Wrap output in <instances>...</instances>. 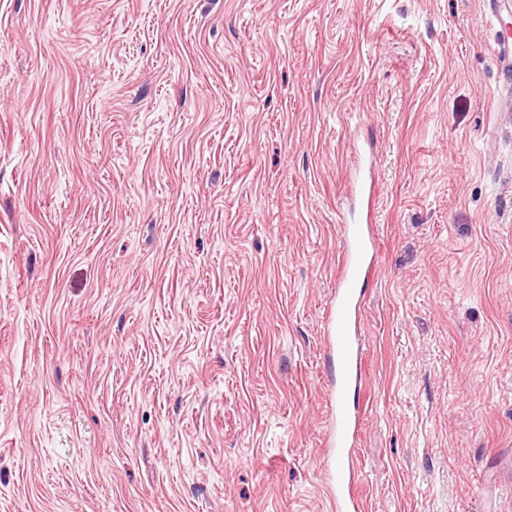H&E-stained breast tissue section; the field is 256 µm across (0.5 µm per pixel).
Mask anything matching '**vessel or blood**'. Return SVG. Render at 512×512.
Masks as SVG:
<instances>
[{"instance_id":"obj_1","label":"vessel or blood","mask_w":512,"mask_h":512,"mask_svg":"<svg viewBox=\"0 0 512 512\" xmlns=\"http://www.w3.org/2000/svg\"><path fill=\"white\" fill-rule=\"evenodd\" d=\"M351 190L360 198L361 218L358 223L342 227L344 249L336 269V292L326 319L327 339L336 355L329 438L336 465L328 474L335 512H362L358 494L360 471L352 451L358 422L352 412L350 394L359 388L364 374L362 334L365 316L355 285L373 269L377 252L372 230L376 189L371 169L356 172Z\"/></svg>"}]
</instances>
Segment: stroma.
Masks as SVG:
<instances>
[{
	"label": "stroma",
	"instance_id": "35a3bbf8",
	"mask_svg": "<svg viewBox=\"0 0 512 512\" xmlns=\"http://www.w3.org/2000/svg\"><path fill=\"white\" fill-rule=\"evenodd\" d=\"M487 0H0V512H332L324 321L375 144L365 512H512Z\"/></svg>",
	"mask_w": 512,
	"mask_h": 512
}]
</instances>
